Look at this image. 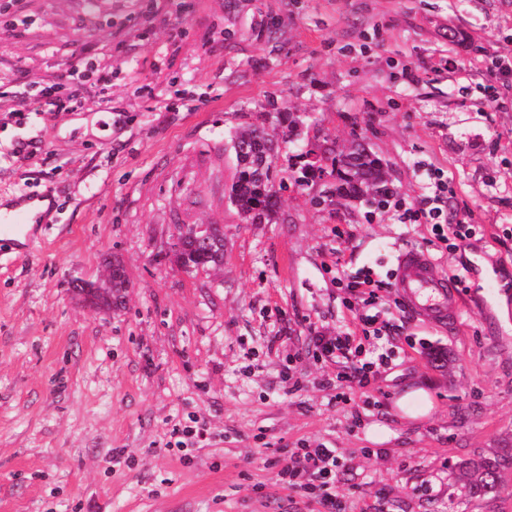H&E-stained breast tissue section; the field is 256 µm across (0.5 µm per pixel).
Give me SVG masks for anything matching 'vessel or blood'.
<instances>
[{
  "label": "vessel or blood",
  "mask_w": 512,
  "mask_h": 512,
  "mask_svg": "<svg viewBox=\"0 0 512 512\" xmlns=\"http://www.w3.org/2000/svg\"><path fill=\"white\" fill-rule=\"evenodd\" d=\"M35 196L21 195L13 211L0 216V242L27 238L36 216ZM393 286L405 305L434 323L452 325L459 311L455 283L442 274L425 251L408 249L397 260Z\"/></svg>",
  "instance_id": "1"
}]
</instances>
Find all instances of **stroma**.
<instances>
[{
    "instance_id": "stroma-1",
    "label": "stroma",
    "mask_w": 512,
    "mask_h": 512,
    "mask_svg": "<svg viewBox=\"0 0 512 512\" xmlns=\"http://www.w3.org/2000/svg\"><path fill=\"white\" fill-rule=\"evenodd\" d=\"M154 12L177 18L178 45ZM22 19L0 26V100L87 45L112 88L74 111H0V201L51 202L25 246H0V512H318L271 465L301 442L342 458L347 512H512V463L487 503L458 469L512 453V290L488 286L512 281V79L488 71L512 63V0H25ZM281 102L316 119L310 136L362 139L405 201L442 168L448 219L476 236L451 252L430 225L294 188L277 223H243L229 132ZM22 138L37 151L16 154ZM173 224L223 225V269L160 259ZM407 247L456 281L457 322L385 292L397 354L336 406L348 361L313 359L309 334L356 323L337 272L387 279ZM107 253L129 281L112 313L68 286L100 279ZM415 389L431 408L408 419L396 400ZM195 416L186 464L173 429Z\"/></svg>"
}]
</instances>
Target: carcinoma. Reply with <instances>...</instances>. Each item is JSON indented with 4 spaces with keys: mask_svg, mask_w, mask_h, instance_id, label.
<instances>
[{
    "mask_svg": "<svg viewBox=\"0 0 512 512\" xmlns=\"http://www.w3.org/2000/svg\"><path fill=\"white\" fill-rule=\"evenodd\" d=\"M301 116L284 103L273 112H249L230 136V150L235 156L236 171L229 199L246 224H272L279 213L278 196L287 185L304 189L322 183L325 203L351 207L366 202L376 192L386 196L380 187L388 184L386 165L363 143L345 151L323 140L292 156L288 145L301 135ZM105 267L111 269L112 301L123 303L128 280L122 261L106 255ZM171 262L188 274L200 269L219 270L224 267V225L212 228L209 242L192 236L183 238L172 252ZM509 460L471 459L458 463L459 470L480 480L466 484L467 497L485 501L496 496L501 466Z\"/></svg>",
    "mask_w": 512,
    "mask_h": 512,
    "instance_id": "cac0c4a2",
    "label": "carcinoma"
}]
</instances>
